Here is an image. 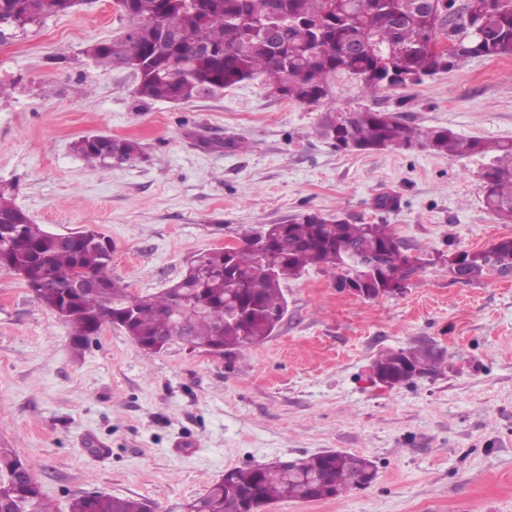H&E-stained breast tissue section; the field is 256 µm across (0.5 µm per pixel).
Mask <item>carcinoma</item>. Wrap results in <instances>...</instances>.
<instances>
[{
  "instance_id": "carcinoma-1",
  "label": "carcinoma",
  "mask_w": 512,
  "mask_h": 512,
  "mask_svg": "<svg viewBox=\"0 0 512 512\" xmlns=\"http://www.w3.org/2000/svg\"><path fill=\"white\" fill-rule=\"evenodd\" d=\"M82 0H0V20L27 16L34 23L70 12ZM277 12L267 13L269 0H127L124 15L135 24L107 41L89 45L86 55L109 67L122 65L139 76L137 99L181 102L215 95L243 82L258 81L271 93L303 103H318L330 93L338 74L358 79L364 95L385 87L393 72L402 85L447 72L476 57L512 54V0H467L455 9L459 50L443 61L434 51L436 34L448 26V14H436L419 0H276ZM269 23L279 25L278 37H266ZM207 49L200 55L198 50ZM351 135L364 152L386 148L421 149L439 158L460 160L495 153L481 173L483 203L488 211L512 222V140L489 143L458 135L444 127L417 129L387 112L371 109L340 113L330 109L321 134L336 142L332 130ZM89 163L130 161L141 153L134 140L112 139L111 155L87 144L73 143ZM0 222L22 225L13 240L7 264L16 270L39 268L49 286L37 301L58 313L67 310L71 345L82 349L106 323L124 322L129 338L144 353H157L159 340H176L178 316L197 304L202 311L191 322L196 345H216L228 352L263 342L273 332L272 320L286 299L281 282L308 267H317L340 285L351 276L341 267L349 248L377 261L371 287L383 288L408 261L385 224H355L340 214L300 213L284 224H271L244 237L231 265L224 249L196 255L187 273L159 294L133 296L112 278V259L82 244L60 247L49 239L10 199L0 194ZM476 279L512 267V238L474 250ZM81 271L102 288L65 299L60 287ZM134 311H128L129 304ZM445 355L428 347L390 351L372 368L394 387L433 375ZM21 458L0 448V473L13 472ZM372 462L347 451H329L300 460L295 471L276 463L235 468L190 503L191 512H226L231 503L249 500L257 510L281 499L339 498L347 493L362 468ZM0 504L8 512H55L34 480L0 485ZM69 512H153L149 501L132 497L80 496Z\"/></svg>"
}]
</instances>
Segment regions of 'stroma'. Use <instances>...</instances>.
Returning a JSON list of instances; mask_svg holds the SVG:
<instances>
[{
	"instance_id": "1",
	"label": "stroma",
	"mask_w": 512,
	"mask_h": 512,
	"mask_svg": "<svg viewBox=\"0 0 512 512\" xmlns=\"http://www.w3.org/2000/svg\"><path fill=\"white\" fill-rule=\"evenodd\" d=\"M129 26L113 0H84L0 42V192L34 223L97 228L113 277L139 295L180 280L197 253L311 211L388 225L422 263L403 293L375 299L306 269L283 283L288 311L264 342L237 354L176 342L151 356L109 323L74 350L68 323L0 269V448L58 512L91 493L184 512L230 469L329 450L370 459L374 482L260 512H512V277L461 283L447 262L512 237L482 203L485 158L349 153L317 132L330 107H367L512 139V54L371 97L342 74L311 105L257 82L144 103L131 70L85 54ZM94 134L136 139L142 154L91 166L71 144ZM229 138L247 150L222 149ZM423 344L445 350L441 372L367 384L380 354Z\"/></svg>"
}]
</instances>
